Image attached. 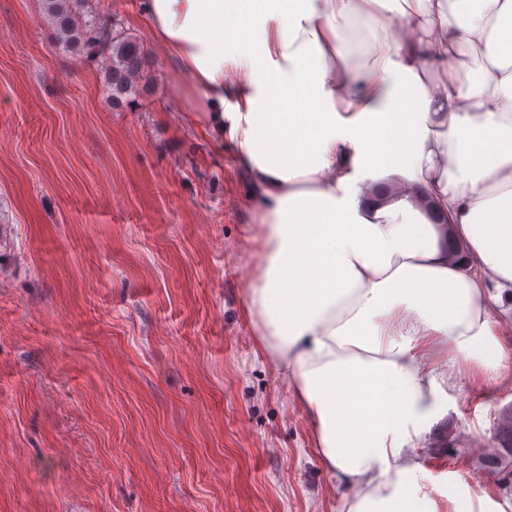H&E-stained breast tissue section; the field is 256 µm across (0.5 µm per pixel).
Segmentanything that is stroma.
<instances>
[{"instance_id": "1", "label": "stroma", "mask_w": 512, "mask_h": 512, "mask_svg": "<svg viewBox=\"0 0 512 512\" xmlns=\"http://www.w3.org/2000/svg\"><path fill=\"white\" fill-rule=\"evenodd\" d=\"M143 47L137 93L58 45L42 0H0V512H338L296 400L245 314L252 189L184 112L144 0H86ZM503 379L458 365L418 483L487 474Z\"/></svg>"}]
</instances>
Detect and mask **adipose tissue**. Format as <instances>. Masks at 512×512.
Returning a JSON list of instances; mask_svg holds the SVG:
<instances>
[{"label":"adipose tissue","mask_w":512,"mask_h":512,"mask_svg":"<svg viewBox=\"0 0 512 512\" xmlns=\"http://www.w3.org/2000/svg\"><path fill=\"white\" fill-rule=\"evenodd\" d=\"M234 144L260 227L246 313L340 512H490L413 453L458 362L495 380L512 288V0H146ZM387 181L401 198L373 195ZM422 198L440 216L425 221ZM488 292L496 297V303L492 305V318L502 326L510 329L512 333V302L504 301L505 295L511 297L512 289L488 288Z\"/></svg>","instance_id":"1"}]
</instances>
